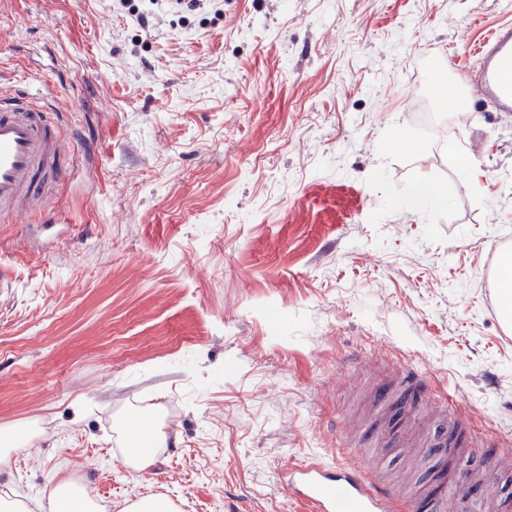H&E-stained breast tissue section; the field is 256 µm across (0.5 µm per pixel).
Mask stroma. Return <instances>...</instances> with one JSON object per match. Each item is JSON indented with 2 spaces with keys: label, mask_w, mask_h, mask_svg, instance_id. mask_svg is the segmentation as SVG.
I'll return each instance as SVG.
<instances>
[{
  "label": "stroma",
  "mask_w": 512,
  "mask_h": 512,
  "mask_svg": "<svg viewBox=\"0 0 512 512\" xmlns=\"http://www.w3.org/2000/svg\"><path fill=\"white\" fill-rule=\"evenodd\" d=\"M147 24H138L135 12ZM512 0H0V89L70 137L48 213L0 217V498L67 478L112 512H307L308 459L432 494L433 409L512 448V340L486 284L512 238V113L474 48ZM404 147L391 150L394 140ZM427 174L447 205L409 207ZM154 423L144 468L127 431Z\"/></svg>",
  "instance_id": "35a3bbf8"
}]
</instances>
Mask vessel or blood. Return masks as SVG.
<instances>
[{"instance_id":"b4317fda","label":"vessel or blood","mask_w":512,"mask_h":512,"mask_svg":"<svg viewBox=\"0 0 512 512\" xmlns=\"http://www.w3.org/2000/svg\"><path fill=\"white\" fill-rule=\"evenodd\" d=\"M476 53L477 92L498 111L512 112V25L495 29ZM52 112L47 102L30 94L0 90V215L43 206L64 180L63 160L71 142L51 127ZM467 425L464 416L450 418L447 435L430 439V447L448 449L457 459L469 457L473 449L462 435ZM511 470L512 450L498 451L485 458L483 469L449 470L434 495L407 498L379 471L310 460L289 468L287 486L311 512H337L343 501L353 512H478L484 503L512 512V503L498 498L495 489L499 473ZM476 482L484 487L480 502L467 491Z\"/></svg>"}]
</instances>
